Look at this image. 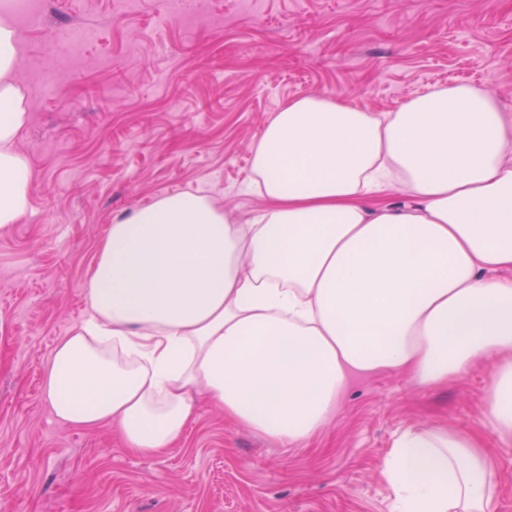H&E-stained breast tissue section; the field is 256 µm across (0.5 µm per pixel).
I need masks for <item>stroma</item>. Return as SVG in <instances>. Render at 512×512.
<instances>
[{"label": "stroma", "mask_w": 512, "mask_h": 512, "mask_svg": "<svg viewBox=\"0 0 512 512\" xmlns=\"http://www.w3.org/2000/svg\"><path fill=\"white\" fill-rule=\"evenodd\" d=\"M51 0L19 28L17 142L33 181L26 215L0 230V512H392L381 477L412 424L484 430L492 366L448 388L355 378L329 425L299 448L204 402L173 448L130 453L111 426L59 421L42 384L79 324L86 275L114 216L205 189L247 223L251 149L301 95L392 112L434 85L468 83L512 113V0ZM74 24L97 31L77 48ZM497 512H512V443L488 442Z\"/></svg>", "instance_id": "1"}]
</instances>
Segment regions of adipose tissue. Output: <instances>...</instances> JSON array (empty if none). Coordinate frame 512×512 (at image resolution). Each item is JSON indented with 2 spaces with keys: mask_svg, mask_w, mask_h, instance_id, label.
<instances>
[{
  "mask_svg": "<svg viewBox=\"0 0 512 512\" xmlns=\"http://www.w3.org/2000/svg\"><path fill=\"white\" fill-rule=\"evenodd\" d=\"M19 57L1 19L0 230L27 213L32 183L16 148L29 120ZM248 185L265 202L248 224L193 192L113 219L87 315L50 358L54 416L115 425L154 456L203 394L298 446L353 376L442 388L488 362L485 434L408 427L381 475L396 512H496L486 439L512 442V114L466 84L393 112L300 96L254 144Z\"/></svg>",
  "mask_w": 512,
  "mask_h": 512,
  "instance_id": "ef3b65f1",
  "label": "adipose tissue"
}]
</instances>
